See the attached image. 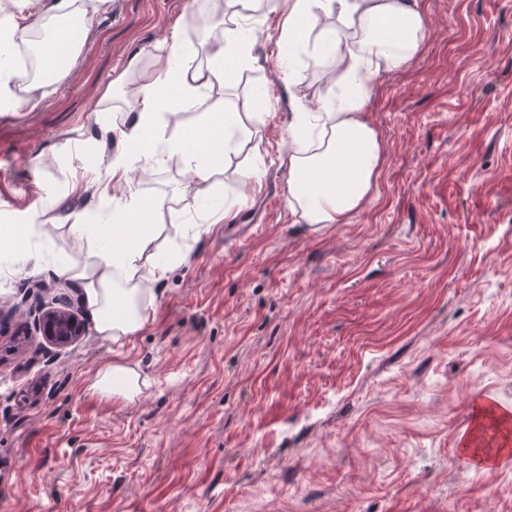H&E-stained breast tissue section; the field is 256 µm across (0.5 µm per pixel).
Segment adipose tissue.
Instances as JSON below:
<instances>
[{
    "label": "adipose tissue",
    "mask_w": 512,
    "mask_h": 512,
    "mask_svg": "<svg viewBox=\"0 0 512 512\" xmlns=\"http://www.w3.org/2000/svg\"><path fill=\"white\" fill-rule=\"evenodd\" d=\"M106 0H46L39 9L44 26L57 18L78 15L82 29L94 28ZM287 16L279 41H306L322 15L336 18L334 29L321 34L317 52L335 56L342 64L341 82L355 95L322 112L298 108L288 129L292 152L288 158L289 211L300 222L342 224L377 193L383 163L382 144L364 112L368 96L381 72L398 71L419 53L427 28L418 0H284ZM204 40L211 62L202 66L180 37L159 46L150 67L141 70L132 96L135 112L129 124L113 127L119 149L106 164L83 170L85 186L100 194L121 189L125 222L85 223L74 215L69 229L87 246V258L65 272L80 280L83 302L97 336L123 346L134 341L148 320L154 296L152 284L163 280L177 256L162 248L149 224L151 214L128 178L135 163L177 161L207 195L218 160L212 146L233 150L251 140L246 117L256 105L250 94L231 110L209 112L197 124L172 131L163 106L182 110L204 97L214 86L233 81L238 63L246 62L247 42L232 30L216 32L207 26ZM141 375L125 361L99 365L88 389L128 402L142 392Z\"/></svg>",
    "instance_id": "adipose-tissue-1"
}]
</instances>
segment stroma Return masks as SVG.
Instances as JSON below:
<instances>
[{
  "label": "stroma",
  "instance_id": "1",
  "mask_svg": "<svg viewBox=\"0 0 512 512\" xmlns=\"http://www.w3.org/2000/svg\"><path fill=\"white\" fill-rule=\"evenodd\" d=\"M201 2L109 0L42 101L0 104V225L45 205L56 223L0 263V512H512V452L462 449L477 401L512 409V0H420L425 44L365 106L380 196L319 229L287 207L288 125L330 100L335 65L280 55L282 12L255 11L246 81L173 121L272 89L210 179L220 202L250 189L230 224L182 240L132 346L30 335L33 301H80L67 226L107 202L73 170L112 151L172 30L209 64ZM152 172L130 177L161 239L205 222L176 162ZM119 352L146 381L131 403L86 388Z\"/></svg>",
  "mask_w": 512,
  "mask_h": 512
}]
</instances>
